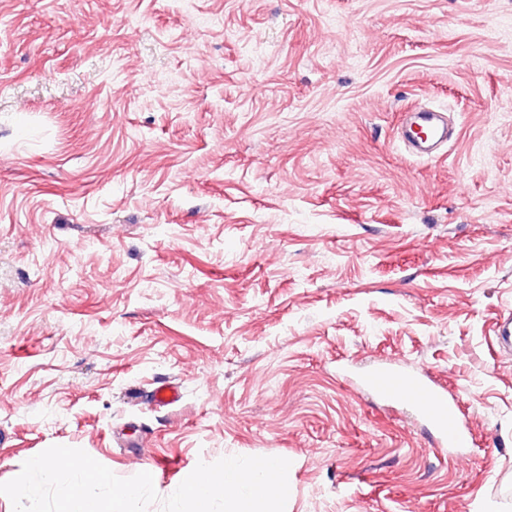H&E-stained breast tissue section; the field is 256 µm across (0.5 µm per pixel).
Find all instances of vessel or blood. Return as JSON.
Returning a JSON list of instances; mask_svg holds the SVG:
<instances>
[{
	"label": "vessel or blood",
	"mask_w": 512,
	"mask_h": 512,
	"mask_svg": "<svg viewBox=\"0 0 512 512\" xmlns=\"http://www.w3.org/2000/svg\"><path fill=\"white\" fill-rule=\"evenodd\" d=\"M450 135L448 115L433 110L412 113L400 132L405 146L418 156H432L445 145ZM364 390L380 398L401 403L414 410L437 437L441 448L462 446L469 426L457 413V406L449 402L444 388L423 377L391 363H378L359 375Z\"/></svg>",
	"instance_id": "vessel-or-blood-1"
}]
</instances>
